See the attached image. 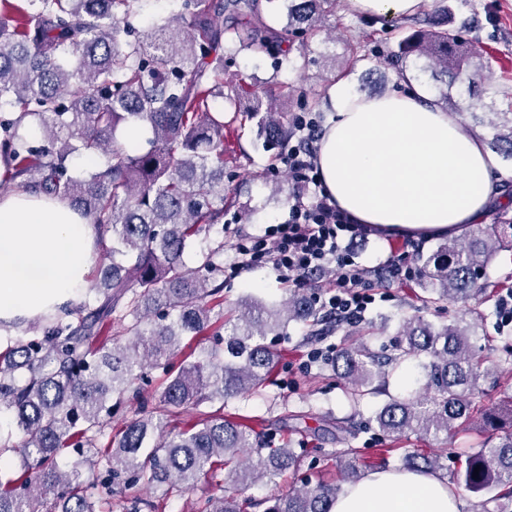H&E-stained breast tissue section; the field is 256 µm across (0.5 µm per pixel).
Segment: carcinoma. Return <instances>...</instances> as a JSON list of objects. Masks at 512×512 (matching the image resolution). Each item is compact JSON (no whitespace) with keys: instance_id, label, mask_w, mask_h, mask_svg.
<instances>
[{"instance_id":"carcinoma-1","label":"carcinoma","mask_w":512,"mask_h":512,"mask_svg":"<svg viewBox=\"0 0 512 512\" xmlns=\"http://www.w3.org/2000/svg\"><path fill=\"white\" fill-rule=\"evenodd\" d=\"M27 12L0 0V108L18 118L0 120V158L20 189L68 200L95 225L102 245L93 284L78 304L49 313L7 336L0 351V414L12 417L20 440L0 438L23 461L19 484L0 488V512H105L112 493L158 486L193 490L222 472L239 490L300 466L288 445L260 442L246 421L224 415L164 430L176 408L226 402L256 393L269 381L277 354L267 343L291 321L315 327L327 320L305 295L281 305L252 299L224 318V113L211 106L216 94L234 104L245 88L237 75L224 78V55L248 51L288 64L291 44L317 30L336 0H177V10L135 42L129 17L140 0H30ZM425 60L454 84L491 78L488 63L471 64L459 38L446 30H414L388 49L384 61L398 72L410 58ZM229 93H224V88ZM323 112L322 97L288 83L257 101L255 121L267 150L299 135L289 120L293 99ZM43 139L32 145L23 121ZM147 125L149 148L135 152L116 131ZM497 130L490 142L512 162V103L491 113ZM108 155L107 166L86 178L73 175L70 156ZM209 242L195 267L187 247ZM512 249V217L502 209L493 222L433 250H417L416 280L425 310L459 303L446 325L422 316L400 323L390 352L359 341L334 362L346 393L358 404L387 395L389 369L417 362L425 381L413 393L388 395L369 418L387 440L389 454L413 434L448 444L491 409L476 404L479 381L512 362V350L488 361L476 353L462 323L481 317L478 305L500 283L490 279V260ZM118 326L125 343L107 347L102 329ZM207 340L203 358L176 361L182 341ZM162 369L167 384L153 411L112 432L115 409L136 382ZM76 457L60 465L64 451ZM448 449L429 456L407 453L408 470L444 468ZM343 480L361 478L356 451L338 452ZM478 476H473L474 468ZM456 483L470 492H495L497 512H512V428L466 456ZM339 488L306 482L277 496L265 512H331ZM195 512H241L235 495L207 496Z\"/></svg>"}]
</instances>
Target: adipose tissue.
<instances>
[{"mask_svg": "<svg viewBox=\"0 0 512 512\" xmlns=\"http://www.w3.org/2000/svg\"><path fill=\"white\" fill-rule=\"evenodd\" d=\"M385 95L330 91L332 116L317 163L331 203L374 236L448 238L507 201L483 140L409 76ZM96 230L68 201L0 193V320L31 321L91 284ZM446 483L413 470H378L337 494L332 512H461Z\"/></svg>", "mask_w": 512, "mask_h": 512, "instance_id": "adipose-tissue-1", "label": "adipose tissue"}]
</instances>
